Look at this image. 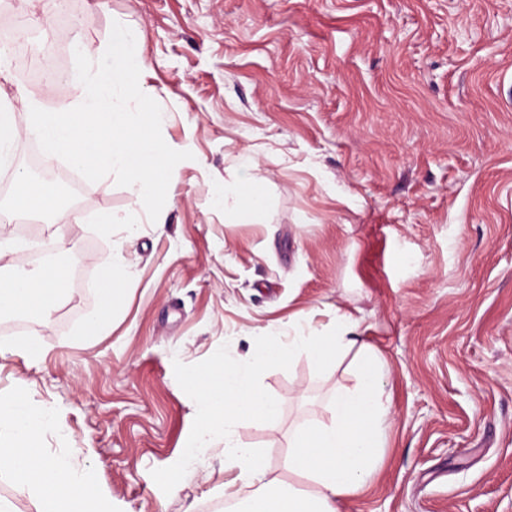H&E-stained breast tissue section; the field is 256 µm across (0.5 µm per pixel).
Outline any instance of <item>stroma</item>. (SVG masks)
I'll use <instances>...</instances> for the list:
<instances>
[{
    "label": "stroma",
    "mask_w": 512,
    "mask_h": 512,
    "mask_svg": "<svg viewBox=\"0 0 512 512\" xmlns=\"http://www.w3.org/2000/svg\"><path fill=\"white\" fill-rule=\"evenodd\" d=\"M72 41L91 60L113 23L136 27L139 82L162 135L191 159L174 169L164 221L123 218L141 194L85 182L54 223L0 231L6 265L53 251L67 272L47 323L0 315V395L54 410L45 456L90 469L115 512H208L224 453L186 463L192 386L247 359L298 320L335 332L337 312L387 365L384 463L339 512H512V0H68ZM18 57L0 100L72 95L26 78ZM268 206L214 207L245 157ZM126 267L110 330L78 338L100 308L104 267ZM35 348L40 358L31 359ZM357 350L272 363L256 385L271 424L236 426L279 466L295 423L328 420L357 384ZM182 472L178 489L160 471Z\"/></svg>",
    "instance_id": "stroma-1"
}]
</instances>
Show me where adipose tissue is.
Instances as JSON below:
<instances>
[{"mask_svg": "<svg viewBox=\"0 0 512 512\" xmlns=\"http://www.w3.org/2000/svg\"><path fill=\"white\" fill-rule=\"evenodd\" d=\"M244 168L247 178L225 182L222 203L228 211L255 213L265 205L260 164L251 158ZM56 205L52 182L17 179L12 199L15 213L48 215ZM65 277L62 269L49 279L15 270L10 285L0 288V311L47 322ZM359 326V318L343 312L336 316L333 336L300 333L286 345L268 336L248 359L225 358L223 378L201 388V414L186 453L192 457L223 442L224 467L236 473L234 480L225 483L224 496L239 502V512H338L340 497L369 486L381 458L380 424L387 406L382 399V368L372 361L370 346L361 342ZM353 348L362 357L355 389L333 393L329 421L305 418L295 425L281 462L282 470L294 475V482L270 475L262 453L241 445L233 433L238 423L266 424L280 415L277 402L259 391L256 371L272 362L290 361L299 349L323 359ZM54 424L49 410L21 398L0 399V474L34 500L36 512H112L111 501L99 494L90 471L75 469L69 457L42 454L40 433ZM240 481L254 483L249 496H241L236 487Z\"/></svg>", "mask_w": 512, "mask_h": 512, "instance_id": "adipose-tissue-1", "label": "adipose tissue"}]
</instances>
